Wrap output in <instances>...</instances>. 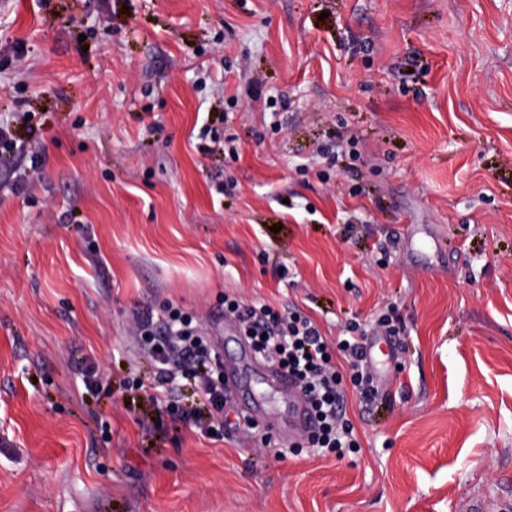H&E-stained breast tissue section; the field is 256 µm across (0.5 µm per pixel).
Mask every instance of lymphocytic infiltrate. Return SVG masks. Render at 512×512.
Masks as SVG:
<instances>
[{"instance_id":"lymphocytic-infiltrate-1","label":"lymphocytic infiltrate","mask_w":512,"mask_h":512,"mask_svg":"<svg viewBox=\"0 0 512 512\" xmlns=\"http://www.w3.org/2000/svg\"><path fill=\"white\" fill-rule=\"evenodd\" d=\"M224 317L236 324L259 359L295 379L308 397L316 427L301 440V447L329 451L340 459L360 450L347 417L343 383L351 381L364 403H374L382 396V388L365 369L361 352L368 336L398 334L394 313L379 314L369 327L349 324L333 342L322 335L310 316L290 307L278 310L265 303L247 304L228 296L224 299ZM133 336L156 368L153 381L146 382L132 374L116 384L110 375L90 365L83 374L86 391L104 396L116 387L129 393L140 390L149 393L158 410L189 423L201 434H221L228 402L224 363L205 336L200 319L174 307L161 314L143 308L134 313ZM342 360L347 363L349 375H342L339 370ZM179 378L193 382L199 407L187 410L171 403L167 386Z\"/></svg>"}]
</instances>
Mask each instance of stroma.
I'll list each match as a JSON object with an SVG mask.
<instances>
[{
    "label": "stroma",
    "instance_id": "1",
    "mask_svg": "<svg viewBox=\"0 0 512 512\" xmlns=\"http://www.w3.org/2000/svg\"><path fill=\"white\" fill-rule=\"evenodd\" d=\"M16 112L46 161L0 163V512H512V0H0ZM228 294L331 340L394 312L358 453L87 393L150 372L130 315L169 303L252 383ZM358 143L359 140L355 135H346L345 138L340 134L337 136V140L332 142L330 146L322 147L320 153L323 158H326L329 161L330 164L336 163L339 159V154H344V156L348 155L351 160L356 161L361 156L357 149ZM83 383L88 393L95 396L112 395V377L88 365L83 374Z\"/></svg>",
    "mask_w": 512,
    "mask_h": 512
}]
</instances>
